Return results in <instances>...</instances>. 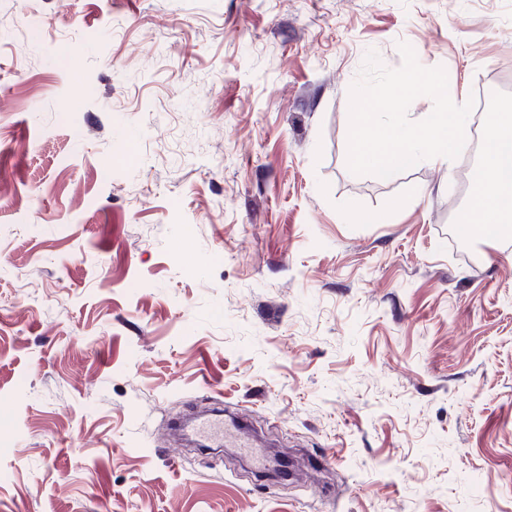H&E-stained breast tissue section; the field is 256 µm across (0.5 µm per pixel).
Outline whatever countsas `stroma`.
<instances>
[{
	"instance_id": "obj_1",
	"label": "stroma",
	"mask_w": 512,
	"mask_h": 512,
	"mask_svg": "<svg viewBox=\"0 0 512 512\" xmlns=\"http://www.w3.org/2000/svg\"><path fill=\"white\" fill-rule=\"evenodd\" d=\"M512 100V0H0V512H512L483 156L347 167L368 51ZM225 406L323 459L164 435Z\"/></svg>"
}]
</instances>
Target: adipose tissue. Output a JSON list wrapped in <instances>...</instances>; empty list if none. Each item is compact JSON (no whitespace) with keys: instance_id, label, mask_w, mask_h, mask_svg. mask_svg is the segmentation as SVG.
I'll use <instances>...</instances> for the list:
<instances>
[{"instance_id":"ef3b65f1","label":"adipose tissue","mask_w":512,"mask_h":512,"mask_svg":"<svg viewBox=\"0 0 512 512\" xmlns=\"http://www.w3.org/2000/svg\"><path fill=\"white\" fill-rule=\"evenodd\" d=\"M485 138L488 146L479 171L483 188L470 198L457 221L496 229L512 223V112L496 113Z\"/></svg>"}]
</instances>
